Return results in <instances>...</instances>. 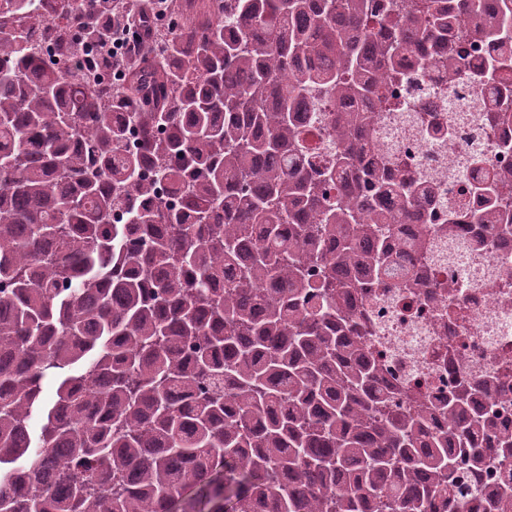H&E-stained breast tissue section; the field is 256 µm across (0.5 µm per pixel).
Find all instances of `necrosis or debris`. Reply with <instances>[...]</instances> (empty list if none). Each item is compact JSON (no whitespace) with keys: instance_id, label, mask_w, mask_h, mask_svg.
Returning a JSON list of instances; mask_svg holds the SVG:
<instances>
[{"instance_id":"4bbe7bcc","label":"necrosis or debris","mask_w":512,"mask_h":512,"mask_svg":"<svg viewBox=\"0 0 512 512\" xmlns=\"http://www.w3.org/2000/svg\"><path fill=\"white\" fill-rule=\"evenodd\" d=\"M420 54L428 58L426 69L418 70L417 56L405 55L410 81L396 93L409 102L408 111L386 112L376 101L371 107L383 150L406 158L414 184L443 198L433 209L443 227L412 262L428 276L427 296L394 287L360 296L369 325L364 342L383 364L387 383L412 395L434 401L460 384L492 379L499 419L512 427V239L494 243L484 225L447 221L450 212L467 208L474 184L512 167V120L487 133L481 111L493 86L449 87L430 48ZM431 120L453 126L454 141L423 133ZM474 156L480 164H471Z\"/></svg>"}]
</instances>
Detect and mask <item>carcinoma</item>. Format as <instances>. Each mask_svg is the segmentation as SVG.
Wrapping results in <instances>:
<instances>
[{
    "label": "carcinoma",
    "instance_id": "1",
    "mask_svg": "<svg viewBox=\"0 0 512 512\" xmlns=\"http://www.w3.org/2000/svg\"><path fill=\"white\" fill-rule=\"evenodd\" d=\"M215 2L114 93L28 38L58 20V55L117 71L90 47L125 0H0V512H512L489 385L418 405L378 388L352 303L392 277L423 294L397 252L433 220L401 158L357 168L365 102L398 106L402 57L429 43L448 83L503 85L497 127L512 0ZM473 34L502 47L477 75ZM313 130L322 168L301 160ZM470 194L473 224L511 213L512 169Z\"/></svg>",
    "mask_w": 512,
    "mask_h": 512
}]
</instances>
